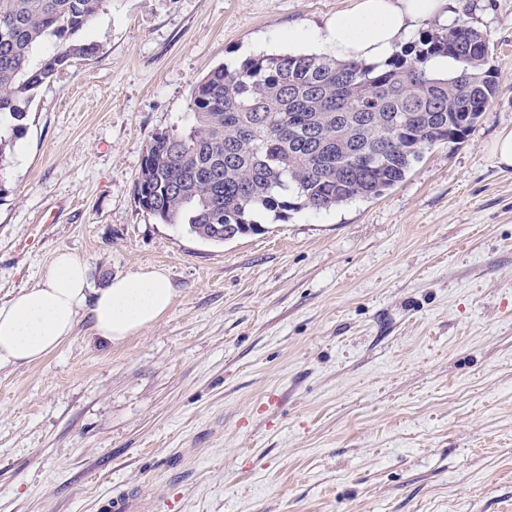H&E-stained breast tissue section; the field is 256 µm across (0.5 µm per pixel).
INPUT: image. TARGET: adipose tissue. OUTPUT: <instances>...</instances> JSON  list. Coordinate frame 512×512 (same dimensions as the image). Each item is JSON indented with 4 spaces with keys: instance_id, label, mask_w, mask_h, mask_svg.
Listing matches in <instances>:
<instances>
[{
    "instance_id": "ef3b65f1",
    "label": "adipose tissue",
    "mask_w": 512,
    "mask_h": 512,
    "mask_svg": "<svg viewBox=\"0 0 512 512\" xmlns=\"http://www.w3.org/2000/svg\"><path fill=\"white\" fill-rule=\"evenodd\" d=\"M443 0H355L350 10L319 26L288 31V45L325 51L339 60H388L419 21L440 16ZM176 289L160 267L111 279L91 288L85 262L59 252L46 281L0 303V366L31 364L73 335L81 315H90L100 340L119 342L154 325L171 309Z\"/></svg>"
}]
</instances>
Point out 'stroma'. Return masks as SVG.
<instances>
[{
  "label": "stroma",
  "mask_w": 512,
  "mask_h": 512,
  "mask_svg": "<svg viewBox=\"0 0 512 512\" xmlns=\"http://www.w3.org/2000/svg\"><path fill=\"white\" fill-rule=\"evenodd\" d=\"M353 0H112L98 53L41 86L5 161L0 302L58 251L91 287L146 267L177 290L104 343L81 318L44 360L0 367V512H512V0H450L498 91L461 142L383 195L221 245L135 195L143 150L192 86L288 51Z\"/></svg>",
  "instance_id": "1"
}]
</instances>
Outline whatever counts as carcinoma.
<instances>
[{
    "label": "carcinoma",
    "instance_id": "carcinoma-1",
    "mask_svg": "<svg viewBox=\"0 0 512 512\" xmlns=\"http://www.w3.org/2000/svg\"><path fill=\"white\" fill-rule=\"evenodd\" d=\"M112 0H0V123L21 121L62 66L94 56L81 37ZM459 63L451 76L431 59ZM479 30L440 28L382 65L271 54L193 85L189 124L156 133L136 179L140 206L203 242L261 231L260 218L382 195L425 150L467 137L497 92ZM13 138L0 131L3 162Z\"/></svg>",
    "mask_w": 512,
    "mask_h": 512
}]
</instances>
